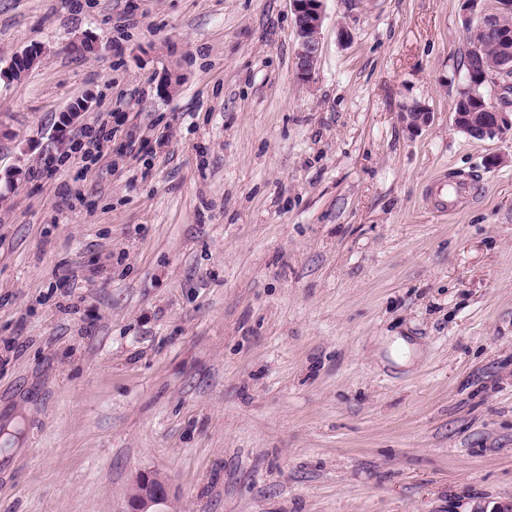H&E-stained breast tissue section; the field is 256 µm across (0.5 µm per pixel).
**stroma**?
<instances>
[{
	"label": "stroma",
	"instance_id": "1",
	"mask_svg": "<svg viewBox=\"0 0 512 512\" xmlns=\"http://www.w3.org/2000/svg\"><path fill=\"white\" fill-rule=\"evenodd\" d=\"M32 47L0 81V512H126L142 473L174 512L512 505V131L453 125L459 0H326L304 83L289 0H0V68ZM399 117L408 130L418 131L431 124L433 112L422 105L414 104L406 107L405 112H400Z\"/></svg>",
	"mask_w": 512,
	"mask_h": 512
}]
</instances>
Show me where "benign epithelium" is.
<instances>
[{
  "instance_id": "obj_1",
  "label": "benign epithelium",
  "mask_w": 512,
  "mask_h": 512,
  "mask_svg": "<svg viewBox=\"0 0 512 512\" xmlns=\"http://www.w3.org/2000/svg\"><path fill=\"white\" fill-rule=\"evenodd\" d=\"M326 0H290L294 14L297 53V78L309 81L314 78L320 59L322 29L325 19ZM512 9V0H500L498 9L487 10L481 0H461V11L465 28L472 26L492 38L498 47L500 60L505 70L512 69V29L501 24V12ZM38 51L29 49L17 56L5 69L0 70V79L15 81L21 78L23 65L37 58ZM466 88L473 98L481 97L480 88L487 78L469 67L466 69ZM90 101L81 99L73 103L60 117L58 136L78 120L81 113L90 110ZM488 120L476 112L453 113L454 127L472 138L493 139L512 129V113L491 109ZM400 121L412 131H418L433 121V113L426 107L414 104L400 113ZM170 498V488L165 482L157 483L153 474H141L134 482L128 498V512H160V504Z\"/></svg>"
}]
</instances>
